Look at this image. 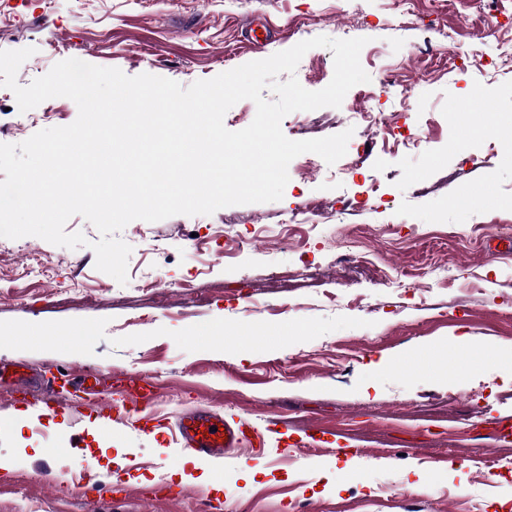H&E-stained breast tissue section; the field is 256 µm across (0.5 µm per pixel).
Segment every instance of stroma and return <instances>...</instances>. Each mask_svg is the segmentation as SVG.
Wrapping results in <instances>:
<instances>
[{"label": "stroma", "mask_w": 512, "mask_h": 512, "mask_svg": "<svg viewBox=\"0 0 512 512\" xmlns=\"http://www.w3.org/2000/svg\"><path fill=\"white\" fill-rule=\"evenodd\" d=\"M492 10L495 35L484 23ZM321 35L366 38L360 62L371 80L317 132L352 130L346 155L316 158L309 175L304 156L294 158L280 201L130 222L118 234L132 248L124 285L96 269L99 233L81 216L65 227L88 241L75 250L0 238V363L150 376L165 422L142 431L125 416L103 452L87 423L108 414L111 397L66 399L61 413L0 435L13 463L0 473V512H512V449L489 433L512 415L501 379L512 364V0H0V50H34L17 74L23 86L68 58L187 86ZM333 74L332 50L318 47L292 75L317 91ZM366 110L418 134L419 146L367 134L356 118ZM77 116L64 97L19 112L0 87V143ZM309 201L321 202L319 215L304 210ZM289 222L288 250L272 253ZM219 224H262L268 239L228 259ZM481 224L497 230L477 234ZM355 228L402 273L435 263L447 279L431 272L404 290L377 267L345 262ZM34 247L55 282H15ZM274 264L289 281H269ZM143 278L155 289L139 290ZM73 280L83 297L70 302L55 289ZM186 281L203 303L182 299ZM465 335L487 350L481 363L461 357ZM384 357L393 366L373 373ZM199 405L265 431L253 481L237 475L240 453L225 455L216 489L174 450L169 426ZM316 423L360 448L352 480L338 476L335 450L311 438ZM476 453L498 459L502 477L475 473L466 459ZM104 457L112 464L86 493H69V474ZM443 459L453 466L445 480Z\"/></svg>", "instance_id": "35a3bbf8"}]
</instances>
